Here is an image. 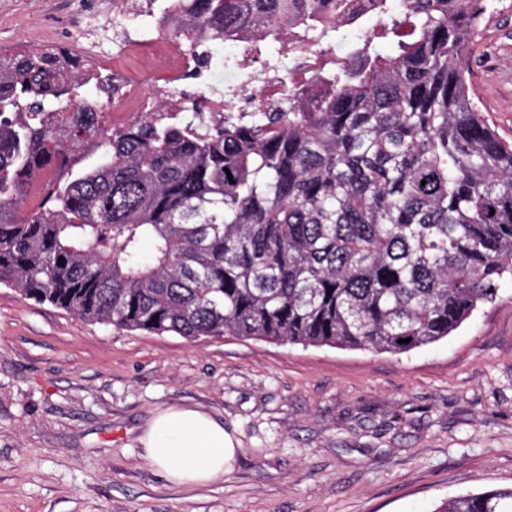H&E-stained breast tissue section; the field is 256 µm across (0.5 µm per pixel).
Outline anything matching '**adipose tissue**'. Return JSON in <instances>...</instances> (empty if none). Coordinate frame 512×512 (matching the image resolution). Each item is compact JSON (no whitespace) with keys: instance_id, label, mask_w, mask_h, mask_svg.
<instances>
[{"instance_id":"adipose-tissue-1","label":"adipose tissue","mask_w":512,"mask_h":512,"mask_svg":"<svg viewBox=\"0 0 512 512\" xmlns=\"http://www.w3.org/2000/svg\"><path fill=\"white\" fill-rule=\"evenodd\" d=\"M142 442L150 465L176 484H205L226 471L235 455L223 425L195 409L170 407L149 424Z\"/></svg>"}]
</instances>
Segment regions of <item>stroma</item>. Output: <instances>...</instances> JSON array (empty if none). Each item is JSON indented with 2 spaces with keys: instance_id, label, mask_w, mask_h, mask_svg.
<instances>
[{
  "instance_id": "35a3bbf8",
  "label": "stroma",
  "mask_w": 512,
  "mask_h": 512,
  "mask_svg": "<svg viewBox=\"0 0 512 512\" xmlns=\"http://www.w3.org/2000/svg\"><path fill=\"white\" fill-rule=\"evenodd\" d=\"M120 0H0V46L58 47ZM178 44L114 47L112 84L147 86ZM470 94L512 140V0H490L466 53ZM207 413L231 470L169 483L140 438L158 412ZM512 489V277L438 343L394 355L119 330L0 285V512H435Z\"/></svg>"
}]
</instances>
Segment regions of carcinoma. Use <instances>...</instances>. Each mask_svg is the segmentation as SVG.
I'll return each instance as SVG.
<instances>
[{
	"label": "carcinoma",
	"mask_w": 512,
	"mask_h": 512,
	"mask_svg": "<svg viewBox=\"0 0 512 512\" xmlns=\"http://www.w3.org/2000/svg\"><path fill=\"white\" fill-rule=\"evenodd\" d=\"M176 2L189 53L233 36L330 47L375 25L264 122L206 133L113 130L86 94L103 84L90 64L0 49V284L122 330L391 354L496 299L512 276V142L465 64L488 0ZM76 151L95 162L75 169ZM436 512H512V489Z\"/></svg>",
	"instance_id": "cac0c4a2"
}]
</instances>
